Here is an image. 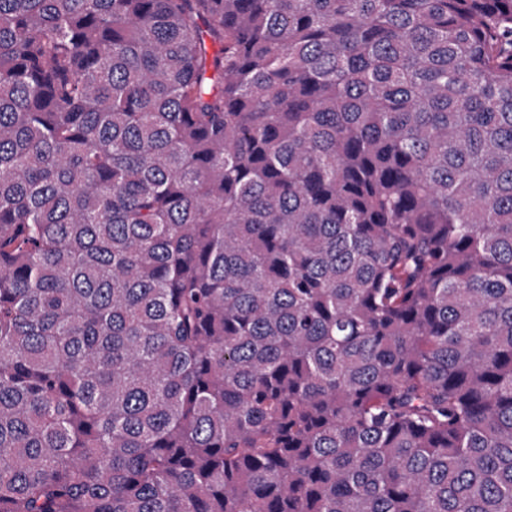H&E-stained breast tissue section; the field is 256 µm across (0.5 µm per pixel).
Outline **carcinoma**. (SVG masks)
<instances>
[{"instance_id": "cac0c4a2", "label": "carcinoma", "mask_w": 512, "mask_h": 512, "mask_svg": "<svg viewBox=\"0 0 512 512\" xmlns=\"http://www.w3.org/2000/svg\"><path fill=\"white\" fill-rule=\"evenodd\" d=\"M0 512H512V0H0Z\"/></svg>"}]
</instances>
